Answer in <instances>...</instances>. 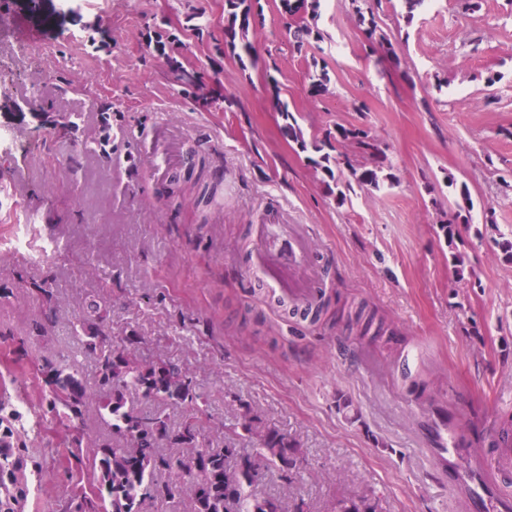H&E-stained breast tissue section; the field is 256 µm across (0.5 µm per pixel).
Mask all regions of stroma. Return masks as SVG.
<instances>
[{
  "label": "stroma",
  "instance_id": "1",
  "mask_svg": "<svg viewBox=\"0 0 512 512\" xmlns=\"http://www.w3.org/2000/svg\"><path fill=\"white\" fill-rule=\"evenodd\" d=\"M480 3L464 17L457 0H431L408 23L400 0H385L379 24L395 53L370 56L351 0H324V38L299 53L265 0L258 65L244 69L219 51L224 0H0V25L29 35L24 46L0 38V130L12 144L0 170V288L19 292L0 323L26 336L30 354L67 357L87 303L106 305L112 335L142 336L146 354L191 374L207 445L223 446L245 405L299 442L304 464L290 480L269 474L252 488L285 512L301 501L333 512L362 493L380 512H464L435 467L424 406L447 403L485 453L488 430L512 414V260L498 246L512 238V0ZM167 48L236 106L197 102L170 74ZM316 60L331 83L314 99ZM272 77L306 133L368 130L396 183L353 186L337 205L282 135ZM31 99L50 119L77 117L91 139L111 105V154L38 127ZM194 149L223 187L203 215L166 202ZM157 152L179 165L155 172ZM452 180L468 184L474 208L451 244L439 226ZM272 221L303 227L321 273L319 321L276 305L249 272L254 227ZM16 234L28 249H13ZM52 241L62 251L40 258ZM456 251L468 258L460 275ZM45 281L58 320L41 333V307L22 289ZM361 310L375 340L361 335ZM6 355L0 344V380L37 408V382Z\"/></svg>",
  "mask_w": 512,
  "mask_h": 512
}]
</instances>
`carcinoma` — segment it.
<instances>
[{
  "instance_id": "1",
  "label": "carcinoma",
  "mask_w": 512,
  "mask_h": 512,
  "mask_svg": "<svg viewBox=\"0 0 512 512\" xmlns=\"http://www.w3.org/2000/svg\"><path fill=\"white\" fill-rule=\"evenodd\" d=\"M352 3L370 53L395 54L391 38L377 22L383 0ZM320 6L321 0H279L277 4L278 10L290 18L288 34L299 51L310 39H323L316 24ZM262 12L260 0H224V51L242 66L247 60L252 64L258 61L252 36ZM167 60L176 81L194 88L198 100L206 105L216 102L181 55H169ZM313 67L308 93L316 98L328 91L330 76L326 66L315 63ZM269 84L283 136L306 154L313 169L323 174L322 182L337 204H344V189L351 186L352 179L375 190L397 180L394 173L384 171V153L367 130L339 126L334 133L308 135L288 102L281 98L277 81L271 77ZM335 141L351 143L356 153L371 156L372 162L359 164L346 154L343 161H338L331 155ZM341 163L343 171L338 169ZM450 185L455 187L456 211L440 229L451 244L460 234L458 224H469L473 202L467 184L457 186L452 181ZM24 292L41 301L48 323H53L54 289L44 284ZM90 312L99 325L76 336V340L81 353L95 363L91 384L71 361L32 357L24 339L0 331V340L13 346L16 358L26 361L42 384L41 413L34 422L8 390L0 391V512H25L43 469L42 456L34 454L28 442L42 436L49 424L61 428L71 445L65 472L75 478L72 493L56 501L53 512H142L147 502H163L170 512H284L278 498L257 496L250 488L262 471L290 479L301 465L298 442L266 427L246 407L229 429L224 447L204 446L198 425V416L204 410L190 374L168 360L143 356V340L136 334L112 340L104 325L107 309L94 302ZM135 395L153 402L155 410L138 409L132 402ZM170 406H184L192 415L172 425L166 414ZM91 408L112 430V436L83 432V419ZM245 438L257 441L255 454L236 448L234 440ZM163 472H193L196 478L187 484L166 483L158 480ZM378 509V502L367 496H349L336 503V512Z\"/></svg>"
}]
</instances>
